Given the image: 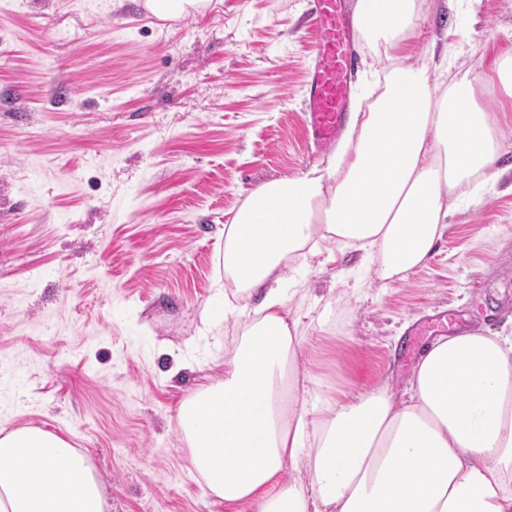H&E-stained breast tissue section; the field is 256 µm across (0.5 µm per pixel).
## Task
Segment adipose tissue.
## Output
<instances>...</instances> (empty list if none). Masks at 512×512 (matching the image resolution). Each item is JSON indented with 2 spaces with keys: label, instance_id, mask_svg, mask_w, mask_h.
<instances>
[{
  "label": "adipose tissue",
  "instance_id": "adipose-tissue-1",
  "mask_svg": "<svg viewBox=\"0 0 512 512\" xmlns=\"http://www.w3.org/2000/svg\"><path fill=\"white\" fill-rule=\"evenodd\" d=\"M415 0H357L360 34L403 47ZM433 53L391 68L327 167L261 184L224 227V275L260 295L222 380L177 425L209 493L252 512H512V334L437 337L403 393L313 394L283 271L374 251L382 279L426 265L455 200L498 177V119L468 75L430 82ZM0 512H108L88 458L38 427L0 428Z\"/></svg>",
  "mask_w": 512,
  "mask_h": 512
}]
</instances>
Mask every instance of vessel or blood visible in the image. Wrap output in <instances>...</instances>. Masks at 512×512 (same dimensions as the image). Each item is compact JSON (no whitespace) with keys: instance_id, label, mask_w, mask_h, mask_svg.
I'll return each mask as SVG.
<instances>
[{"instance_id":"b4317fda","label":"vessel or blood","mask_w":512,"mask_h":512,"mask_svg":"<svg viewBox=\"0 0 512 512\" xmlns=\"http://www.w3.org/2000/svg\"><path fill=\"white\" fill-rule=\"evenodd\" d=\"M314 61L306 76L304 117L321 149L341 138L350 110L349 74L356 62V34L341 0H312Z\"/></svg>"}]
</instances>
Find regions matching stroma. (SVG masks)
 <instances>
[{"instance_id": "stroma-1", "label": "stroma", "mask_w": 512, "mask_h": 512, "mask_svg": "<svg viewBox=\"0 0 512 512\" xmlns=\"http://www.w3.org/2000/svg\"><path fill=\"white\" fill-rule=\"evenodd\" d=\"M417 4L410 48L447 46L477 81L502 173L481 203L456 201L405 279L358 252L286 270L316 393L403 388L427 316L512 333V98L488 65L512 48V0ZM310 8L212 0L159 19L144 0H0V427L67 439L110 512H246L205 494L176 418L223 378L239 324L216 290L225 224L261 184L330 160L302 118ZM357 44L363 106L389 61Z\"/></svg>"}]
</instances>
